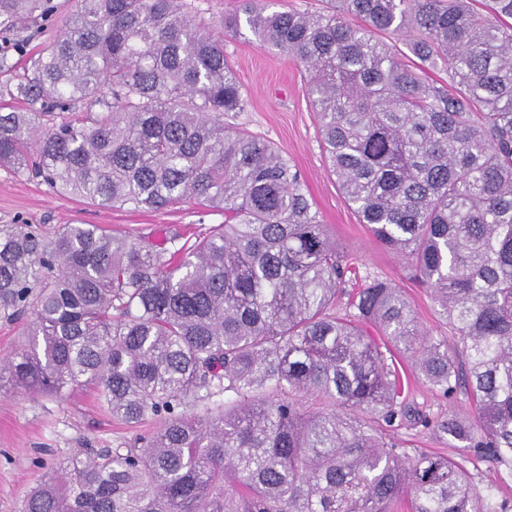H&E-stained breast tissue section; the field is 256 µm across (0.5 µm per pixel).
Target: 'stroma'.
<instances>
[{
    "mask_svg": "<svg viewBox=\"0 0 512 512\" xmlns=\"http://www.w3.org/2000/svg\"><path fill=\"white\" fill-rule=\"evenodd\" d=\"M224 49L250 100L235 124L274 143L297 165L323 222L361 276L392 282L424 332L437 339L449 336L430 289L411 263L385 249L339 192L319 144L315 112L297 62L261 48L248 34L225 37ZM223 221L221 212L189 204L157 212L98 205L53 193L38 180L0 169V224H30L48 236L65 224H95L115 233H149L160 240L187 228L205 234ZM398 369L410 402L427 415L470 412L465 391L444 397L405 358L399 359ZM150 429L147 423L134 427L112 417L95 390L31 394L0 369V512H22L25 493L47 481L77 450L113 448ZM390 437L411 456L457 454L446 440L420 426L402 425L392 429Z\"/></svg>",
    "mask_w": 512,
    "mask_h": 512,
    "instance_id": "35a3bbf8",
    "label": "stroma"
}]
</instances>
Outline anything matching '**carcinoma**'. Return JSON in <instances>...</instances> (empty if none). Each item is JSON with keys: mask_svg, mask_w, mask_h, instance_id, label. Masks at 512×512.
<instances>
[{"mask_svg": "<svg viewBox=\"0 0 512 512\" xmlns=\"http://www.w3.org/2000/svg\"><path fill=\"white\" fill-rule=\"evenodd\" d=\"M200 11L76 0L30 66L0 52V168L101 205L224 213L161 242L0 224V316L26 319L4 369L30 393L93 384L113 417L154 423L63 461L23 512H399L406 495L410 512H512L465 468L512 479V0H237L209 26ZM56 22L52 0H0V31ZM244 28L303 68L340 192L433 289L451 340L379 277L336 308L358 269L300 172L224 122L248 106L224 53ZM401 34L404 51L383 40ZM397 354L474 412L412 407ZM405 422L462 461L386 442Z\"/></svg>", "mask_w": 512, "mask_h": 512, "instance_id": "1", "label": "carcinoma"}]
</instances>
